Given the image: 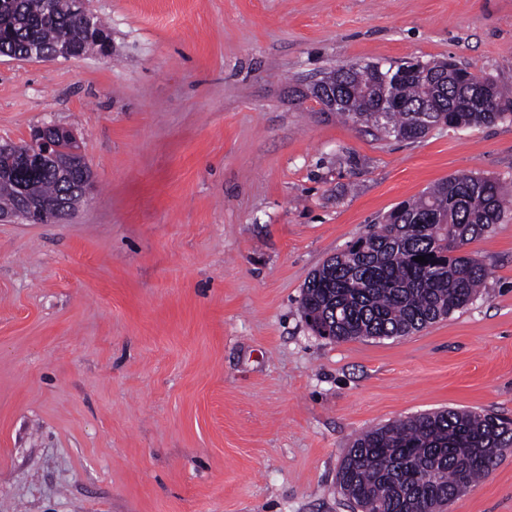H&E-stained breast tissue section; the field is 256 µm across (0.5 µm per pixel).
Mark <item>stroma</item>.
I'll return each instance as SVG.
<instances>
[{
  "mask_svg": "<svg viewBox=\"0 0 512 512\" xmlns=\"http://www.w3.org/2000/svg\"><path fill=\"white\" fill-rule=\"evenodd\" d=\"M112 56L0 57V139L74 131L95 180L0 223V512H352L364 431L512 420V120L378 137L320 111L339 66L451 61L512 88V0H88ZM496 179L487 270L415 334L337 343L310 274L401 201ZM446 512H512V451Z\"/></svg>",
  "mask_w": 512,
  "mask_h": 512,
  "instance_id": "obj_1",
  "label": "stroma"
}]
</instances>
